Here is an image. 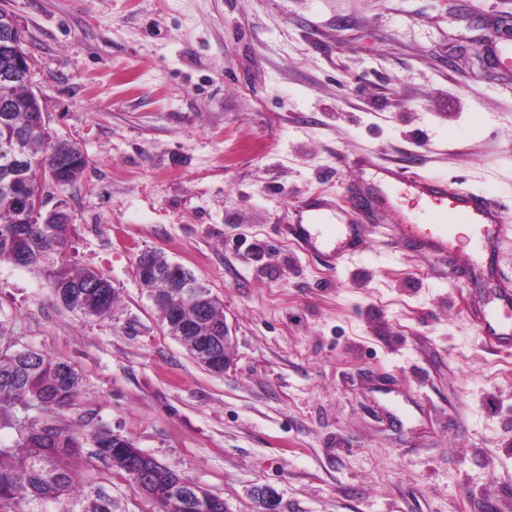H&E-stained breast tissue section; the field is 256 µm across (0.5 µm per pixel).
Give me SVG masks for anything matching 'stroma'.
<instances>
[{
    "instance_id": "obj_1",
    "label": "stroma",
    "mask_w": 512,
    "mask_h": 512,
    "mask_svg": "<svg viewBox=\"0 0 512 512\" xmlns=\"http://www.w3.org/2000/svg\"><path fill=\"white\" fill-rule=\"evenodd\" d=\"M0 0L31 84L88 160L52 189L72 269L119 294L84 318L0 263L14 342L71 362L97 421L257 512H512V350L466 308L486 285L382 234L330 267L286 238L357 192L368 151L500 200L512 222V0ZM159 250L224 310L216 375L164 331L137 259Z\"/></svg>"
}]
</instances>
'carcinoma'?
Wrapping results in <instances>:
<instances>
[{
	"instance_id": "carcinoma-1",
	"label": "carcinoma",
	"mask_w": 512,
	"mask_h": 512,
	"mask_svg": "<svg viewBox=\"0 0 512 512\" xmlns=\"http://www.w3.org/2000/svg\"><path fill=\"white\" fill-rule=\"evenodd\" d=\"M12 95L13 111L0 112V150L18 142L42 164L54 165L49 140L55 135L49 128L34 127L41 111L39 100L21 85L13 88ZM69 146L71 164L64 187L76 184L87 167L81 149L72 142ZM26 192L23 178L6 171V155L0 153V262L15 264L23 253L24 266L43 271L51 283L59 284L54 295L68 309L85 317L110 313L116 292L103 274L93 269L73 271L69 264L58 263V245H67L68 225L53 219L43 224L23 222L20 198ZM144 265L152 270L144 283L160 295L154 305L162 325H167L173 308L192 322L199 304L185 297L183 284L198 282L195 274L184 268L179 279L170 281V262L162 251L142 255L137 267ZM82 393V378L70 363L16 344L0 321V430L16 434L10 442L0 439V512H115L112 495L103 485L77 478L74 459L92 438L95 447L85 461L87 469H96L99 462L118 472L135 446L127 437L120 446L112 443V430L104 427L87 434L60 427L53 413L73 405ZM32 410L39 415H31ZM193 487L183 477L171 485L160 480L154 512H205L206 497Z\"/></svg>"
}]
</instances>
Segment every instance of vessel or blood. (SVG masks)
Returning a JSON list of instances; mask_svg holds the SVG:
<instances>
[{
	"instance_id": "b4317fda",
	"label": "vessel or blood",
	"mask_w": 512,
	"mask_h": 512,
	"mask_svg": "<svg viewBox=\"0 0 512 512\" xmlns=\"http://www.w3.org/2000/svg\"><path fill=\"white\" fill-rule=\"evenodd\" d=\"M352 166L374 171L385 186L399 190L406 206L400 215L406 246L434 257L463 248L480 259L494 250L505 234V217L498 204L460 182L384 164L370 153L354 158ZM415 211L423 215V223L412 221ZM288 232L298 248L308 253L324 251L335 264L365 247L355 225L330 222L319 207L311 208L308 223L289 225ZM473 315L485 343L496 349L512 348L511 284L497 283L486 299L476 303Z\"/></svg>"
}]
</instances>
